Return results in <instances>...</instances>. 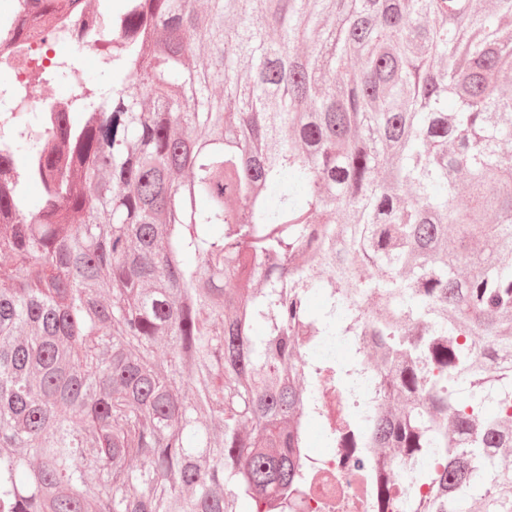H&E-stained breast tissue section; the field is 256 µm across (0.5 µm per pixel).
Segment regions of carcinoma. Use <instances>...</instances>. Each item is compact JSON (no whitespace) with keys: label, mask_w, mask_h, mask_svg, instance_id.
Here are the masks:
<instances>
[{"label":"carcinoma","mask_w":512,"mask_h":512,"mask_svg":"<svg viewBox=\"0 0 512 512\" xmlns=\"http://www.w3.org/2000/svg\"><path fill=\"white\" fill-rule=\"evenodd\" d=\"M122 2L0 116V512H304L312 422L512 512V0ZM79 56L86 79L100 87H112L113 76L111 70L101 67L96 57L80 52ZM46 85L50 95L56 97H61L67 90L63 82H49ZM46 90L42 85L30 86L23 87L19 94H15L13 89L7 91L0 88V112H14L18 107L20 112H57L60 107L58 99L52 98Z\"/></svg>","instance_id":"1"}]
</instances>
